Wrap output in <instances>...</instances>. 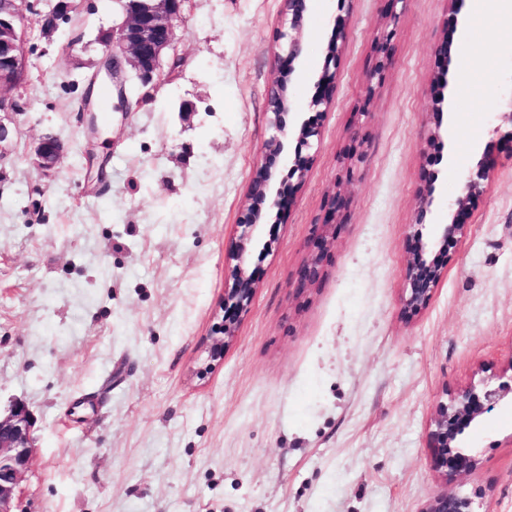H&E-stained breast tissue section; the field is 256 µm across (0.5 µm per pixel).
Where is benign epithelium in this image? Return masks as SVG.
I'll return each mask as SVG.
<instances>
[{
    "mask_svg": "<svg viewBox=\"0 0 512 512\" xmlns=\"http://www.w3.org/2000/svg\"><path fill=\"white\" fill-rule=\"evenodd\" d=\"M121 6V20L101 41L103 69L118 87L120 98H126L123 75L135 73L141 84L148 86L159 78L165 53L175 49V31L182 18L186 0H116ZM73 8L72 0H56L51 8L39 14L40 30L50 35L57 30V21ZM308 10V0H285V24L278 39L285 40L284 53L276 54L277 61L293 71L302 52L301 33ZM33 11L31 0H0V156L7 153L13 140L10 115L16 112V102L6 92L25 79V44L28 13ZM347 20L336 17L334 35L327 44L325 63L318 76L319 93L314 95L310 108L314 115L304 119L293 111L286 86L275 83L269 99L271 134L265 141L256 172L249 184V204L242 212L238 234L231 252L234 265L229 269L231 287L224 289V318L215 327L210 357L219 361L224 356V345L235 336L239 317L251 304L258 283L256 269L252 268L253 251H269L276 243L273 231H265L263 221L273 211L286 209L292 200L294 185L304 182L314 156L307 153L313 139L320 136L319 118L328 111L336 79ZM393 31L386 28L375 36V63L370 74L366 95H371L381 83L392 59ZM496 141L512 145V96L507 98L504 110L499 112L498 124L493 129ZM448 130L442 120H435L427 141L435 152L443 150ZM296 141L294 152L286 150V143ZM64 152V144L54 135L44 136L34 149L33 163L44 172L55 169ZM491 165L487 153L477 165L461 176L462 188L448 204V223L440 224L432 233L423 229L431 224L432 205L438 172L428 173L425 184L416 197L415 225L410 256L406 266L402 306L406 312H418L430 299L438 284L443 265L440 257L448 252V243L460 238L466 228L463 222L469 210L484 195L490 179ZM346 209V201L339 194L327 198L322 223L312 225V235L318 251L311 254L298 268L295 288L304 290L316 285L322 278L327 248L332 244L336 224ZM512 394V362L496 376V381L483 380L471 384L436 406L434 429L429 437V450L435 469L446 483L453 484L475 470L480 463L479 448L468 443V431L478 428L485 414L501 406ZM31 414L24 404H16L5 416H0V512H14L13 501L25 473L30 469L34 444L31 435ZM485 491L479 487L469 493L445 491L435 496L425 512H479Z\"/></svg>",
    "mask_w": 512,
    "mask_h": 512,
    "instance_id": "obj_1",
    "label": "benign epithelium"
}]
</instances>
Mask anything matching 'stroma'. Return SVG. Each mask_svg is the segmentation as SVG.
<instances>
[{
    "instance_id": "1",
    "label": "stroma",
    "mask_w": 512,
    "mask_h": 512,
    "mask_svg": "<svg viewBox=\"0 0 512 512\" xmlns=\"http://www.w3.org/2000/svg\"><path fill=\"white\" fill-rule=\"evenodd\" d=\"M75 4L54 35L27 30L0 160V410L25 404L35 444L15 512H424L445 488L427 448L436 404L512 360L505 145L490 147L496 168L428 306L401 311L416 194L435 157L431 83L444 74L456 101L440 217L500 107L512 25L473 16L469 0H409L369 97L385 0H312L290 69L275 63L282 0H187L183 68L125 113L96 76L115 2ZM453 12L472 20L467 38L448 26ZM340 13L347 34L313 165L275 246L254 255L252 303L207 369L270 89L284 81L307 112ZM48 133L65 146L49 175L32 163ZM358 153L346 176L342 157ZM334 192L347 207L323 278L296 291ZM468 439L481 462L464 490L485 489L482 512H512V406Z\"/></svg>"
}]
</instances>
